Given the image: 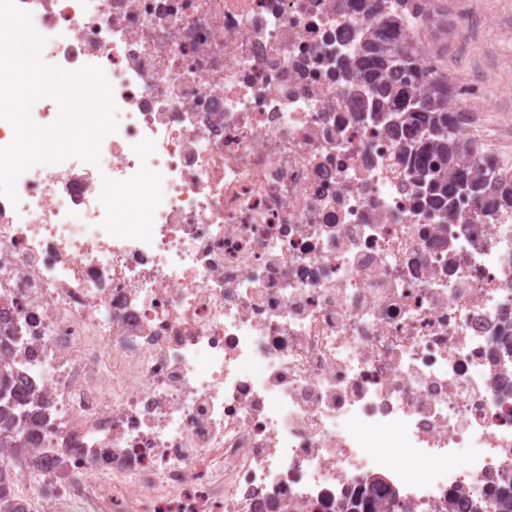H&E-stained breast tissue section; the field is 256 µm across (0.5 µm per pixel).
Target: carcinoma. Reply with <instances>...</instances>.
Wrapping results in <instances>:
<instances>
[{"instance_id": "cac0c4a2", "label": "carcinoma", "mask_w": 512, "mask_h": 512, "mask_svg": "<svg viewBox=\"0 0 512 512\" xmlns=\"http://www.w3.org/2000/svg\"><path fill=\"white\" fill-rule=\"evenodd\" d=\"M400 24L387 18L364 38L345 72L364 85L378 122L391 126L399 140L404 163L410 168L419 201L430 209L448 213L457 196L474 210H512V177L484 159L471 141L460 139L448 117V78L438 71L421 84L422 64L415 47L400 40ZM12 330L0 333V448L16 454L29 440L11 396L15 372L7 361ZM13 486L0 474V507L18 512L11 503ZM400 500L372 479L358 487L341 504L342 512H397ZM474 512H512V482L489 489Z\"/></svg>"}]
</instances>
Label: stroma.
Instances as JSON below:
<instances>
[{
    "mask_svg": "<svg viewBox=\"0 0 512 512\" xmlns=\"http://www.w3.org/2000/svg\"><path fill=\"white\" fill-rule=\"evenodd\" d=\"M482 8L492 17V28L472 30L468 51L444 46L439 52L440 70L452 85L491 77L470 137L497 158L503 173L512 176V0H482Z\"/></svg>",
    "mask_w": 512,
    "mask_h": 512,
    "instance_id": "1",
    "label": "stroma"
}]
</instances>
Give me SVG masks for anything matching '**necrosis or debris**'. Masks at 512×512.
Instances as JSON below:
<instances>
[{
	"label": "necrosis or debris",
	"instance_id": "4bbe7bcc",
	"mask_svg": "<svg viewBox=\"0 0 512 512\" xmlns=\"http://www.w3.org/2000/svg\"><path fill=\"white\" fill-rule=\"evenodd\" d=\"M118 129L0 196L27 512H406L512 478V213L420 204L343 69L437 0H18ZM166 190L158 200L156 186ZM342 512H398L400 500L393 492L381 487L379 479L360 484L357 490L342 502Z\"/></svg>",
	"mask_w": 512,
	"mask_h": 512
}]
</instances>
